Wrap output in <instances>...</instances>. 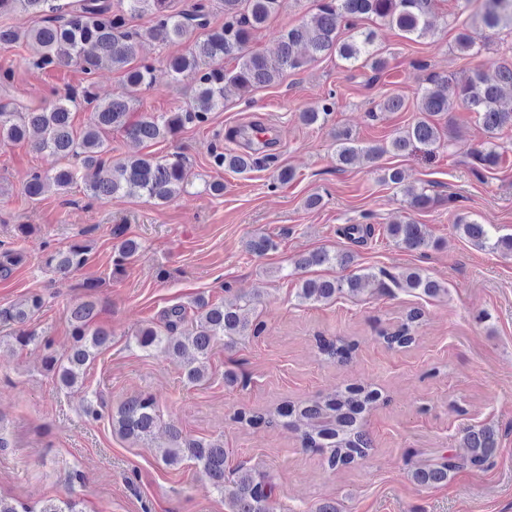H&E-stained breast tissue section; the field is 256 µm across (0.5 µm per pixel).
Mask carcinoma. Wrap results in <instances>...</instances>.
Masks as SVG:
<instances>
[{"mask_svg": "<svg viewBox=\"0 0 512 512\" xmlns=\"http://www.w3.org/2000/svg\"><path fill=\"white\" fill-rule=\"evenodd\" d=\"M224 10V23L214 26L210 16L212 2ZM433 0H316L315 12L296 25L278 32L279 54L272 59L250 48L253 32L264 27L278 11L281 0H193L181 11L172 9V0H0V16L17 8L41 16V23L27 34L31 65L42 71L76 67L86 75L81 91L70 88L55 92L54 98L38 106L19 104L13 108L0 106V141H27L38 135L32 146L47 151L65 164L46 173H31L23 185L24 195L39 200L50 188L60 194L72 185L82 183L86 197L101 200L118 195L142 196L156 204L168 203L193 185V174L186 157L175 151L165 157L136 155L112 160L105 134L118 131L138 142L173 141L185 129L202 125L215 110L224 108V90L232 85L241 89L270 86L285 70H300L319 55H334L352 68L370 67L378 78L386 67L378 55L374 35L360 22L375 17L401 31L422 38L430 31ZM481 27L494 30L504 24L512 27V0H482ZM149 17V25L135 28L130 19ZM145 41L158 43L184 42V53L172 56L167 69L173 84L188 81L192 95L184 106L159 115L136 112L137 94L153 86L154 67L137 61L140 45ZM234 66L224 68V61ZM123 73V90L108 100L94 92L92 76L104 63ZM505 97L512 99V57L499 62L493 72L480 67L461 79L430 74L426 85L417 92V108L421 114L414 124L398 132L389 147L360 146L347 131L335 134L336 163L348 166L359 156L375 160L384 153L405 152L419 145L431 151L442 138V127L435 118L448 114L453 103L478 114L487 133V140L471 152L474 170L497 168L502 153L495 143L496 135L512 126V110L499 108ZM83 105L90 109V118L81 132L74 131L72 109ZM331 104L306 109L299 119L306 125L326 118ZM209 164L215 170L245 172L254 164V157L238 152H226L222 147L209 150ZM385 180L402 188L409 207L426 209L434 197L423 188L403 185L397 169L387 173ZM463 234L478 248L512 253V235H497L492 224L460 220ZM394 242L405 250L423 252L431 242L423 224L412 220L387 227ZM277 248L267 236H255L246 244V251L261 256ZM139 245L133 239L123 240L115 251L114 270L117 273L135 258ZM89 261L88 248L73 243L64 249L43 254V263L61 278L83 269ZM352 256L347 253L320 249L300 256L295 261L298 270L331 265L347 268ZM391 281L395 287L409 292L418 291L436 297L445 291L443 285L416 269L396 277L379 272L342 276L333 280L306 279L298 288L300 301L326 302L339 294H357L364 282L377 277ZM250 300L239 297L234 301L213 304L204 297L195 301L197 315L188 336L178 338L174 332L185 321L183 307H173L164 314V326L140 328L134 339L144 351L160 349L176 360L192 348V360L182 363L184 378L190 384L206 380L208 359L215 343L224 339L228 348L239 339L258 335V327L242 316ZM44 305L39 293H31L21 302L0 309V322L18 326L14 341L21 347L40 344L50 349L49 340L27 328L31 318ZM97 315L93 302L76 304L69 309L68 323L73 343L61 356L50 353L46 366L62 388H72L83 378L85 368L108 346L111 332L105 327L91 328ZM422 313L414 308L391 333L381 337L391 348H406L414 343L415 325ZM351 345L342 339L320 344L328 359L346 358ZM382 397L377 389L360 385L347 386L332 394L305 401L285 402L260 412L241 410L234 419L250 425L265 424L284 428L297 434L301 445L323 457L331 469H337L366 456L371 440L363 426V417ZM112 424L127 438L138 441L151 439L160 427L155 400L148 395L128 398L112 416ZM168 445L163 455L167 466L194 462L210 487L224 498L229 512H274L273 488L256 478L243 464L226 475L228 450L218 440L192 438L175 424L165 426ZM463 447L468 455H441L433 462L415 468L416 483L429 486L448 481V475L464 467L482 469L497 447V431L492 426H470L463 434ZM0 512H81L73 499L48 500L40 507L0 496Z\"/></svg>", "mask_w": 512, "mask_h": 512, "instance_id": "obj_1", "label": "carcinoma"}]
</instances>
